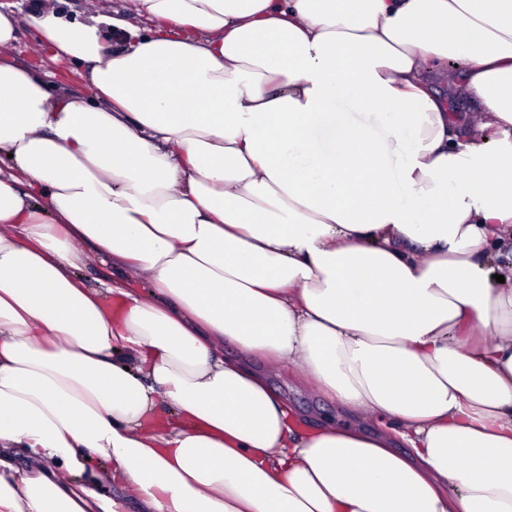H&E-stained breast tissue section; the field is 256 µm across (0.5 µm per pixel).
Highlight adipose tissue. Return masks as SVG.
Returning a JSON list of instances; mask_svg holds the SVG:
<instances>
[{
  "mask_svg": "<svg viewBox=\"0 0 512 512\" xmlns=\"http://www.w3.org/2000/svg\"><path fill=\"white\" fill-rule=\"evenodd\" d=\"M130 9L0 10V512H512V0ZM37 2L42 1L0 0L2 5L13 11L17 20L18 41L12 50V58L38 73H50L49 79L64 85L73 98L83 99L90 96L89 83L84 69L77 71L68 63L50 64L47 51H35L34 43L37 33L30 26L29 19L33 5ZM85 288H103L102 283L112 282V264L101 259L92 260L77 272ZM300 371L293 367L284 368L271 384L283 397L287 405L305 417L308 429L317 426L327 418L336 422H346L348 418L338 413L333 404L314 396L310 390L300 384Z\"/></svg>",
  "mask_w": 512,
  "mask_h": 512,
  "instance_id": "1",
  "label": "adipose tissue"
}]
</instances>
